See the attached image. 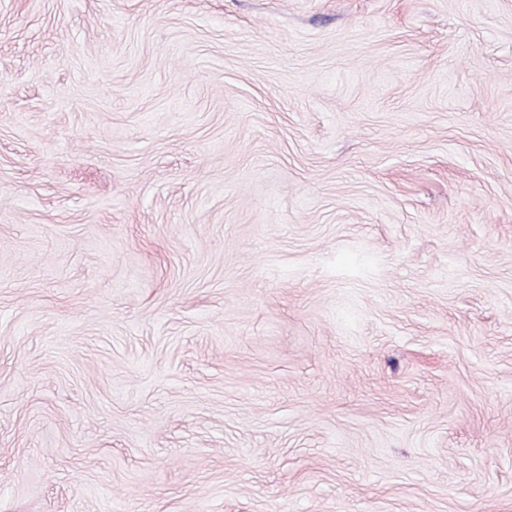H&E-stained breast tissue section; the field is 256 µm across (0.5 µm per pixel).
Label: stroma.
<instances>
[{
    "label": "stroma",
    "instance_id": "35a3bbf8",
    "mask_svg": "<svg viewBox=\"0 0 512 512\" xmlns=\"http://www.w3.org/2000/svg\"><path fill=\"white\" fill-rule=\"evenodd\" d=\"M0 512H512V0H0Z\"/></svg>",
    "mask_w": 512,
    "mask_h": 512
}]
</instances>
